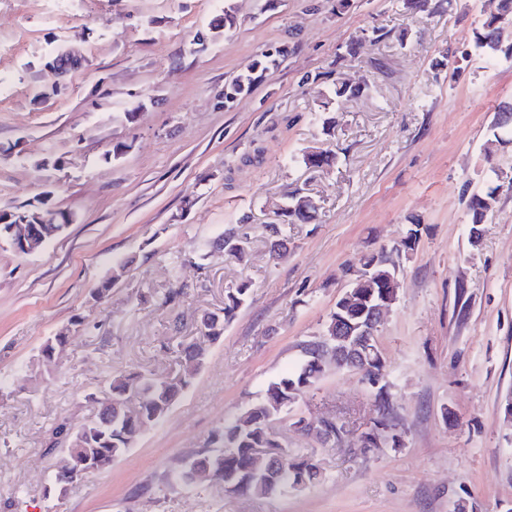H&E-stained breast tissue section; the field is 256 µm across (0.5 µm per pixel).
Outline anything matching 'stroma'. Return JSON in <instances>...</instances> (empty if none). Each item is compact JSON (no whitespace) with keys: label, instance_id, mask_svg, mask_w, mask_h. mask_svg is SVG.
<instances>
[{"label":"stroma","instance_id":"1","mask_svg":"<svg viewBox=\"0 0 512 512\" xmlns=\"http://www.w3.org/2000/svg\"><path fill=\"white\" fill-rule=\"evenodd\" d=\"M335 3L0 0V210L48 193L72 217L36 253L0 245V512H512V188L475 245L468 207L512 173V144L483 151L512 99V58L490 64L475 47L490 0L414 14L401 0ZM64 48L83 63L62 77L47 60ZM273 54L251 92L226 99ZM339 80L370 91L335 102L327 133L320 98ZM312 147L336 152L335 168L308 170ZM298 192L318 200V219L284 225L288 248L270 258L266 227ZM414 221L376 334L403 445L357 450L374 393L332 368L272 424L291 453L318 460L314 485L250 497L176 483L184 458L300 360L348 286L343 268ZM230 225L249 261H199ZM243 280L247 302L166 418L109 468L46 494L54 426L93 419L112 374L175 369L178 343ZM65 327L39 375L42 345ZM328 417L344 423L334 443L293 426Z\"/></svg>","mask_w":512,"mask_h":512}]
</instances>
